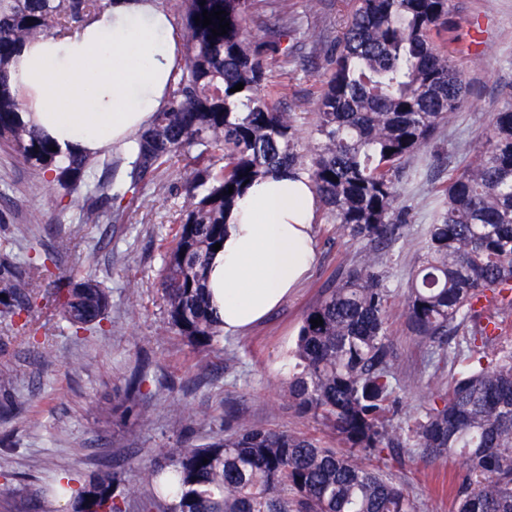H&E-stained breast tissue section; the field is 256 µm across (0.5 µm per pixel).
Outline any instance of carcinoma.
Returning <instances> with one entry per match:
<instances>
[{
    "label": "carcinoma",
    "instance_id": "cac0c4a2",
    "mask_svg": "<svg viewBox=\"0 0 512 512\" xmlns=\"http://www.w3.org/2000/svg\"><path fill=\"white\" fill-rule=\"evenodd\" d=\"M110 5L0 0V140L74 198L80 224H95L112 208V180L96 175L95 157L53 151V141L22 121L26 104L11 91L9 72L24 45L65 35ZM181 5L183 51L168 106L128 150L134 194L166 160L196 150L184 172L189 204L162 277L171 324L202 347L223 332L206 289L207 261L224 241L226 212L245 185L269 172L308 175L336 233L363 249L304 314L290 352L288 402L320 422L333 444L241 424L202 446L163 448L140 468L149 488L143 512H420L387 472L415 456L461 460L452 512H512V347H497L499 312L512 309V105L495 113L474 159L435 189L440 204L403 303L402 316L421 340L442 344L464 329L454 350L427 360L433 378L447 361L460 368L413 414L396 379L384 257L407 232L399 206L405 161L430 144L468 94L452 55L432 40L456 25L452 0H354L327 56L331 73L309 155L299 148L298 116L274 106L264 86L265 62L288 58L290 26L279 22L252 42L250 0ZM205 10L226 11L227 34L213 37L217 19L195 23ZM239 83L243 89L230 92ZM213 148L223 151L219 168ZM35 266L63 284L55 301L74 331L104 326L107 289L62 274L53 251L38 255ZM5 307L28 323L35 292ZM117 483L106 469L80 486L65 477L56 493L73 500L74 512H126Z\"/></svg>",
    "mask_w": 512,
    "mask_h": 512
}]
</instances>
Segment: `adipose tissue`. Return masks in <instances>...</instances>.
<instances>
[{
  "instance_id": "adipose-tissue-1",
  "label": "adipose tissue",
  "mask_w": 512,
  "mask_h": 512,
  "mask_svg": "<svg viewBox=\"0 0 512 512\" xmlns=\"http://www.w3.org/2000/svg\"><path fill=\"white\" fill-rule=\"evenodd\" d=\"M175 51L171 18L153 0H116L84 30L23 47L11 88L28 105L23 121L62 149L124 148L165 105ZM318 208L310 179L297 171L269 173L236 200L206 272L224 331L260 321L305 279Z\"/></svg>"
}]
</instances>
